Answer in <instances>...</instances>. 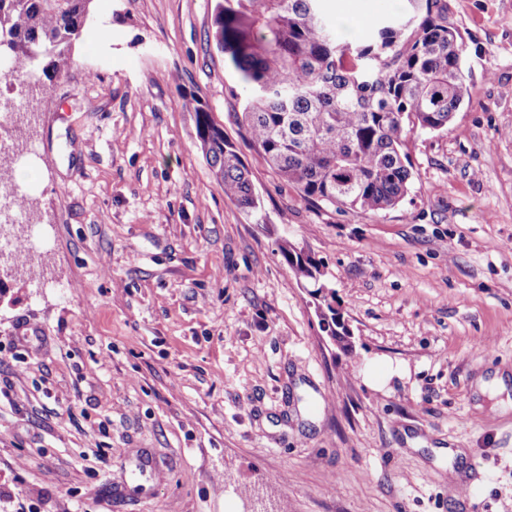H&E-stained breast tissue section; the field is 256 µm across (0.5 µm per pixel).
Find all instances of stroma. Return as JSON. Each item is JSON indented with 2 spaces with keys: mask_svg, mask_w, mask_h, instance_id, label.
Segmentation results:
<instances>
[{
  "mask_svg": "<svg viewBox=\"0 0 512 512\" xmlns=\"http://www.w3.org/2000/svg\"><path fill=\"white\" fill-rule=\"evenodd\" d=\"M447 3L471 100L363 213L245 137L216 0H93L8 168L45 245L0 261V512H512V0ZM198 103L258 211L225 198ZM284 241L322 261L351 352ZM323 303L320 302L321 306H316L317 316L319 318V327L322 332H325L327 336H332V338L336 341V336L339 343H343L346 341L345 338L341 336H346L343 334V330L341 327L337 325V319L341 317L340 312L336 309L333 303H336L335 293L333 291L328 295L322 296ZM319 310V313H318ZM321 318H325L321 320ZM325 324V327H323Z\"/></svg>",
  "mask_w": 512,
  "mask_h": 512,
  "instance_id": "stroma-1",
  "label": "stroma"
}]
</instances>
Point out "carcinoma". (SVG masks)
I'll return each instance as SVG.
<instances>
[{
    "instance_id": "1",
    "label": "carcinoma",
    "mask_w": 512,
    "mask_h": 512,
    "mask_svg": "<svg viewBox=\"0 0 512 512\" xmlns=\"http://www.w3.org/2000/svg\"><path fill=\"white\" fill-rule=\"evenodd\" d=\"M92 0H0V60L46 83L72 63ZM325 0H217L216 48L250 88L239 123L266 162L313 202L379 213L407 195L414 173L407 134L448 127L470 101L464 45L446 0H405L403 13L378 18L356 39H341ZM206 159L224 196L260 208L249 171L224 129L195 108ZM295 276L323 282V264L285 241ZM317 307L320 330L345 342L335 293Z\"/></svg>"
}]
</instances>
